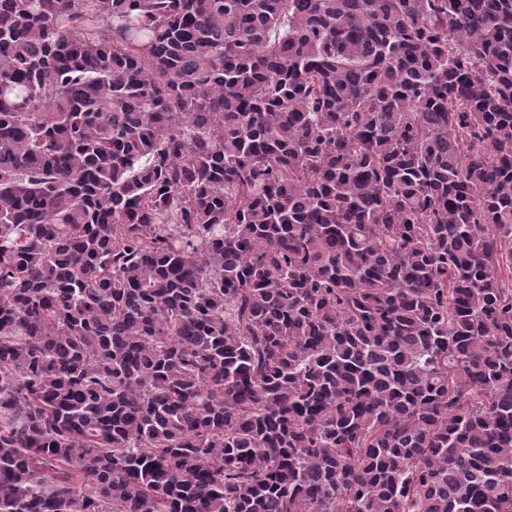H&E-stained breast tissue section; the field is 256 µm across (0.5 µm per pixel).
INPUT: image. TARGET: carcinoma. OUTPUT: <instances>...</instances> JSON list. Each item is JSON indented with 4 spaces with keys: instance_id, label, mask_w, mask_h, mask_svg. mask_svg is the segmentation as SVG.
<instances>
[{
    "instance_id": "carcinoma-1",
    "label": "carcinoma",
    "mask_w": 512,
    "mask_h": 512,
    "mask_svg": "<svg viewBox=\"0 0 512 512\" xmlns=\"http://www.w3.org/2000/svg\"><path fill=\"white\" fill-rule=\"evenodd\" d=\"M0 512H512V0H0Z\"/></svg>"
}]
</instances>
